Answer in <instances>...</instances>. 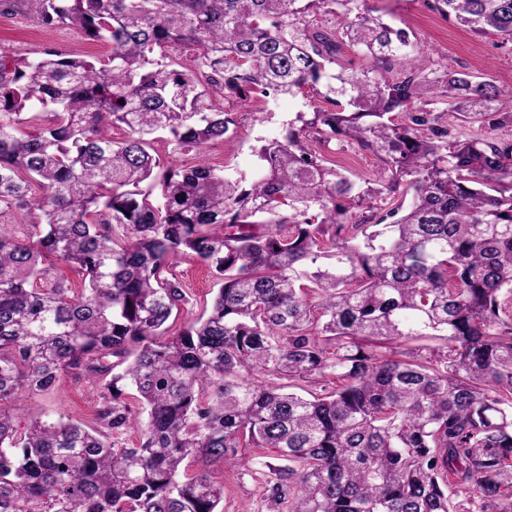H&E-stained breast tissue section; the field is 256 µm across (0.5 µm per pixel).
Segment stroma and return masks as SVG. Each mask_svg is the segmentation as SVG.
Returning <instances> with one entry per match:
<instances>
[{"mask_svg":"<svg viewBox=\"0 0 512 512\" xmlns=\"http://www.w3.org/2000/svg\"><path fill=\"white\" fill-rule=\"evenodd\" d=\"M384 22L415 35L426 48L432 49L440 65L483 77L500 87L512 86V44L502 43L492 32L474 34L448 21L440 12L428 9L424 0H370ZM0 42L23 52L55 50L87 59L105 54L104 42L89 39L79 30L59 25L41 26L26 11H0ZM304 108L300 96L281 95L270 99L260 118H253L249 103L235 104L239 127L236 134L214 147L215 155L229 159L235 170L253 171L258 163L254 149L258 138L277 134L291 113ZM176 272L192 298L193 314H200L212 298L214 281L206 270L189 259L180 260ZM98 402L96 388L65 378L53 390L37 395L24 394L9 408L18 427H26L32 412L44 418L65 417L83 424L91 423ZM263 488L251 476H227L224 481V512H243L252 508L262 512Z\"/></svg>","mask_w":512,"mask_h":512,"instance_id":"1","label":"stroma"}]
</instances>
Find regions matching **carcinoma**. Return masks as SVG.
Instances as JSON below:
<instances>
[{
  "mask_svg": "<svg viewBox=\"0 0 512 512\" xmlns=\"http://www.w3.org/2000/svg\"><path fill=\"white\" fill-rule=\"evenodd\" d=\"M18 2L109 51L0 44V512H221L244 448L274 450L265 512H512V144L443 122L512 124V89L436 67L369 0ZM432 7L512 42V0ZM305 90L328 107L252 173L209 157L237 133L221 102ZM178 258L217 285L179 325ZM60 268L79 290L37 287ZM424 338L444 346L401 349ZM66 377L98 387L94 425L18 431L2 407ZM336 163L345 166L353 175L361 178H370L376 170L375 158L366 152L350 148L335 151Z\"/></svg>",
  "mask_w": 512,
  "mask_h": 512,
  "instance_id": "cac0c4a2",
  "label": "carcinoma"
}]
</instances>
